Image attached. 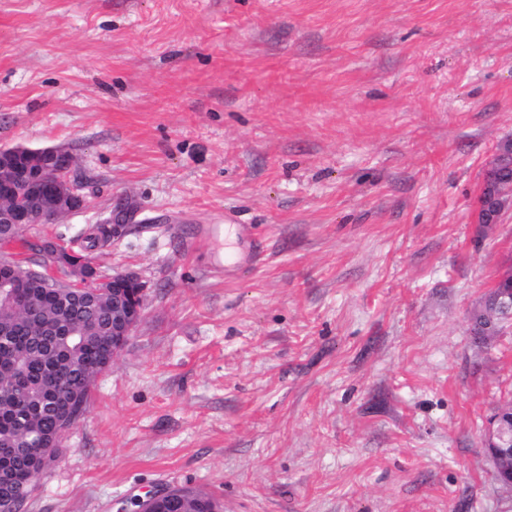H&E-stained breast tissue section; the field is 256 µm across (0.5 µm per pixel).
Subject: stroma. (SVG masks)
Masks as SVG:
<instances>
[{
    "mask_svg": "<svg viewBox=\"0 0 512 512\" xmlns=\"http://www.w3.org/2000/svg\"><path fill=\"white\" fill-rule=\"evenodd\" d=\"M512 140V0H0V147H59L93 251L145 315L26 512H512L484 425L512 329L469 316L512 267L477 224ZM228 224L254 263L217 267ZM178 491L183 492L182 496L176 497L178 504L167 505L164 512H214L212 509H218L217 503L207 493L185 487Z\"/></svg>",
    "mask_w": 512,
    "mask_h": 512,
    "instance_id": "stroma-1",
    "label": "stroma"
}]
</instances>
